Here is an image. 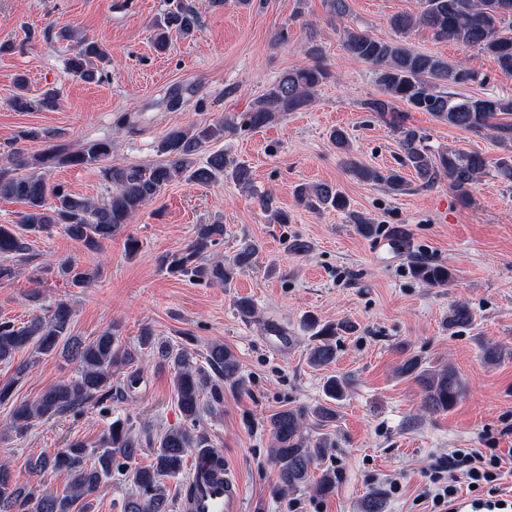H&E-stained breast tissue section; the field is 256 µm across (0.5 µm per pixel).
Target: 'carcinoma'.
<instances>
[{
  "mask_svg": "<svg viewBox=\"0 0 512 512\" xmlns=\"http://www.w3.org/2000/svg\"><path fill=\"white\" fill-rule=\"evenodd\" d=\"M416 3L414 11L398 14L391 20L392 28L401 36L399 40L374 38L354 28L344 30V50L374 68L379 94L364 100L362 106L396 136L399 168L380 171L361 163L352 153L350 136L342 129L333 131L331 139L343 154L345 167L361 181L382 184L391 193L401 194L409 186L403 174L407 169L414 172L420 187L431 188L446 179L448 186L466 200L472 184L491 169L500 177L512 180V120H507L512 117V98L493 93L471 97L445 90L449 85L483 84L486 79L461 63L413 49L405 37L412 29L423 26L438 40H452L494 56L502 74L512 76V0H416ZM198 27V13L179 2L155 24L158 30L155 46L159 51L166 49V32L170 29L189 36ZM307 55L311 64L282 73L240 121L230 118L169 130L157 146L163 160L156 163L111 165L112 141L108 139L90 140L76 151L62 143L53 144L29 161L21 157L20 151H14V169L0 168V198L23 201L28 212L19 226L0 224V285L15 276L13 259H28L31 237L58 229L95 249L112 239L146 203L175 181L211 185L225 178L241 186L251 185L252 172L248 165L221 150H211V146L226 135L244 128H262L277 114L296 112L310 103L318 87L332 75L317 47L308 48ZM110 60L111 53L106 46L85 39L67 64L72 72L93 80L96 63ZM55 104L52 94L34 100L19 93L12 99V107L19 112L52 108ZM400 104L406 106V111L398 110ZM413 111L427 112L450 126L487 137L509 155L493 158L477 151L433 150L427 144L424 130L408 122L407 113ZM203 153L207 157L201 162L199 156ZM58 164L99 169L111 186L106 200L96 203L79 198L64 185L49 182L48 174ZM17 167H30L32 171L21 174L15 171ZM296 199L311 211L331 209L346 214L364 237L378 234V226L351 210L343 193L329 184L300 185ZM258 203L273 223H291L290 213L277 206L273 195L258 196ZM225 233L221 223L197 225L190 243L165 257L166 272L174 277L230 287L239 273L255 264L260 245L244 238L224 262L206 263V253L224 240ZM59 273L78 287L91 282V274L73 261L62 263ZM411 274L430 287H446L453 280L452 270L437 263L418 262ZM72 321V309L64 301L50 308L48 315L24 322L0 318V362H11L17 352L26 348L33 356L32 360L18 365L16 380L23 379L40 356L59 353L78 363L75 377L47 389L32 402L12 406L8 429L19 438L39 420L75 419L91 408L110 415L112 399L125 398L141 380L140 371L135 368L138 354L121 346L118 325L106 328L86 342L72 334ZM473 322V311L467 304L459 302L449 309V330L467 329ZM304 325L312 332L308 363L316 368L335 362V338L355 329L347 321L323 322L313 315L304 317ZM140 346L157 350L160 364L172 370L177 406L184 424L166 430L156 442L153 462L133 472L137 492L123 500L122 512H169L166 479L182 473L185 458L192 450L210 447L205 436L194 432L204 408L202 397L207 393L210 402L222 404L224 383H243L241 364L230 348L215 343L208 349L205 368L186 349L155 341L149 327L141 330ZM398 372L420 383L421 407L425 411L446 412L463 397L464 381L451 366L428 367L414 355L401 362ZM349 386V377L331 375L323 383L322 391L328 400L340 402ZM309 419L316 426L325 427L336 420V410L319 403L307 409L286 408L270 419V457L278 469V493L307 482L314 463L332 447L325 434L311 438L306 431ZM143 448V439L129 425V419L117 417L109 423L95 448L72 440L49 457L29 460L27 468L33 476H42L50 470L67 472L68 489L61 494L47 488L39 491L28 482L21 483L13 479L7 467L0 465V512H73L78 504L82 512H90L101 484L112 478V473L128 469ZM88 456L94 459L90 466L84 465ZM315 490L321 497L331 496L336 491V471L323 470L315 479Z\"/></svg>",
  "mask_w": 512,
  "mask_h": 512,
  "instance_id": "cac0c4a2",
  "label": "carcinoma"
}]
</instances>
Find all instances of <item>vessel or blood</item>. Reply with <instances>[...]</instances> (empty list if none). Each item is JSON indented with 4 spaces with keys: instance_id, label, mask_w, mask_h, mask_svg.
I'll return each instance as SVG.
<instances>
[{
    "instance_id": "1",
    "label": "vessel or blood",
    "mask_w": 512,
    "mask_h": 512,
    "mask_svg": "<svg viewBox=\"0 0 512 512\" xmlns=\"http://www.w3.org/2000/svg\"><path fill=\"white\" fill-rule=\"evenodd\" d=\"M213 455L210 449L197 455L189 478L194 492L191 499L181 500L182 512H244L239 481L230 473L213 472Z\"/></svg>"
}]
</instances>
